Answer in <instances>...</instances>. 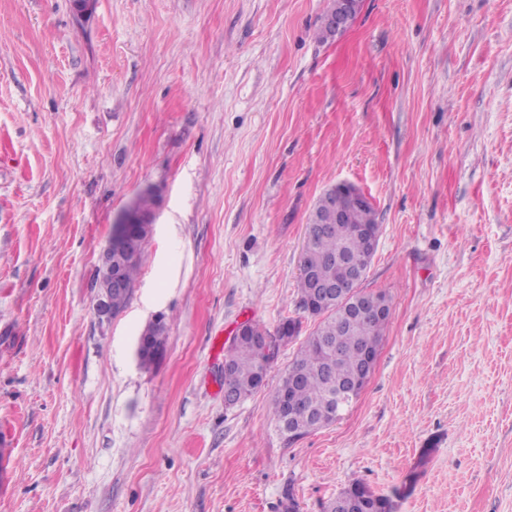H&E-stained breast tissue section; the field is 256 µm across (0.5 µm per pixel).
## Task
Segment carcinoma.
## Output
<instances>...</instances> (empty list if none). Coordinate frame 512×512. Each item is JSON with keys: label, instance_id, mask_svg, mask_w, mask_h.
Returning a JSON list of instances; mask_svg holds the SVG:
<instances>
[{"label": "carcinoma", "instance_id": "carcinoma-1", "mask_svg": "<svg viewBox=\"0 0 512 512\" xmlns=\"http://www.w3.org/2000/svg\"><path fill=\"white\" fill-rule=\"evenodd\" d=\"M328 210L329 206L323 204L322 199H317L306 224L308 242L303 248L301 263L311 266L312 277H299L301 308L314 292L312 281L329 285L349 279V268L331 262L336 254L347 255L355 268L366 266L364 242L356 229L359 226L379 228L377 211L370 204L350 209L348 219L342 224L331 223L330 231L315 232L313 225L327 223ZM147 243L148 233L145 232L136 241L138 259L121 267L122 277L130 286L134 285ZM389 317L388 313L381 317L342 315L336 311L334 300L316 313L314 330L300 342L275 390L272 410L282 432L286 433L291 428L308 434L322 420L330 424L339 388L362 371L364 351L382 343ZM143 338L149 348L138 351V357L142 365L149 366L164 349L165 324L161 321L150 324L143 331ZM226 358L228 366L224 373V388L245 398L252 395L257 379L269 367L262 352L251 340L245 339L230 344ZM297 392L302 395L307 413L290 419L282 405V395Z\"/></svg>", "mask_w": 512, "mask_h": 512}]
</instances>
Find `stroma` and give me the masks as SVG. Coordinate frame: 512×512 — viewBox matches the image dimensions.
<instances>
[{"label": "stroma", "instance_id": "1", "mask_svg": "<svg viewBox=\"0 0 512 512\" xmlns=\"http://www.w3.org/2000/svg\"><path fill=\"white\" fill-rule=\"evenodd\" d=\"M0 0V512H512V0ZM341 181L391 315L343 417L291 439L267 384L224 404L245 321L298 308ZM156 195L133 293L96 313L118 216ZM166 325L142 366L138 339ZM342 5L338 12L334 15H330L336 10V0H332L329 8L326 12L325 26L333 33L334 36L339 37L346 33L354 21V13L358 12L361 0H341ZM329 15V16H328ZM320 28L318 33L319 38L322 41H326L330 38L329 30L326 27ZM142 333L141 337L148 342L150 348L139 350L138 357L143 366H149L155 362L164 349L165 324L162 321L152 323Z\"/></svg>", "mask_w": 512, "mask_h": 512}]
</instances>
